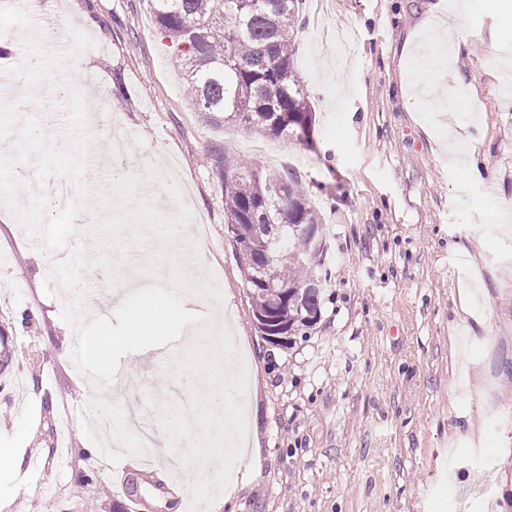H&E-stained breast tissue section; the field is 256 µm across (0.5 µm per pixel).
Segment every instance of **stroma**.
Listing matches in <instances>:
<instances>
[{
	"instance_id": "1",
	"label": "stroma",
	"mask_w": 512,
	"mask_h": 512,
	"mask_svg": "<svg viewBox=\"0 0 512 512\" xmlns=\"http://www.w3.org/2000/svg\"><path fill=\"white\" fill-rule=\"evenodd\" d=\"M465 2L464 38L440 65L463 105L439 115L404 93L401 56L449 0L302 9L295 66L316 119L300 138L190 104L150 0H54L40 17L0 0V83L25 68L36 32L64 23L40 80L0 97V134L13 137L0 150V256L22 282L0 288V448L22 459L0 479V512H188L189 490L163 466L167 436L156 460L84 453L87 377L64 352L77 336L62 312L113 317L148 251L169 279L206 261L221 296L196 294L188 309L229 316L246 368L258 455L235 464L219 510L200 512H463L483 482L512 484V242L484 232L512 203V0ZM86 60L96 84L129 98L98 99ZM22 109L56 141L16 138ZM462 126L494 182L449 165L445 134ZM260 146L295 155L327 241L321 315L285 348L257 332L225 235L224 175L260 163ZM195 214L205 226L192 235ZM57 260L60 284L45 278ZM183 352L178 340L122 357L104 398L161 414L197 385L166 368ZM480 455L493 470L477 469Z\"/></svg>"
}]
</instances>
